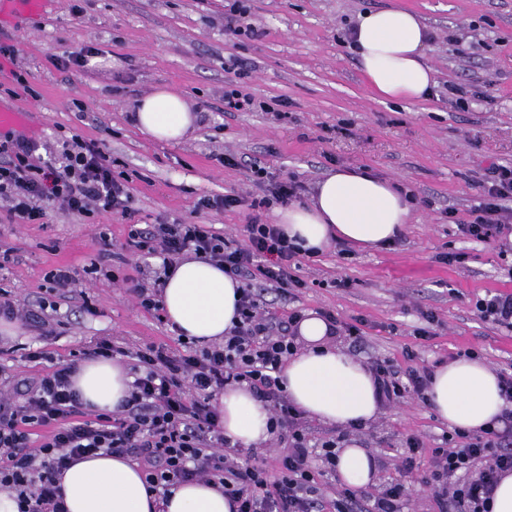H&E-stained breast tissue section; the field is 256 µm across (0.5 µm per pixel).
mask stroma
Instances as JSON below:
<instances>
[{"instance_id": "obj_1", "label": "stroma", "mask_w": 512, "mask_h": 512, "mask_svg": "<svg viewBox=\"0 0 512 512\" xmlns=\"http://www.w3.org/2000/svg\"><path fill=\"white\" fill-rule=\"evenodd\" d=\"M67 0L31 16L15 6L0 25L32 94L4 98L25 110L22 132L53 141L57 128L103 144L133 187L132 215L109 211L71 215L48 202L37 224H11L0 209V242L12 247L0 267V290L40 310L47 276L69 266L76 278L68 297L42 310L46 327L24 321L23 333L0 335V370L32 376L81 354L98 340L126 351L165 345L180 351L177 334L126 292V279L153 283L159 259L126 244L129 224L179 221L203 224L241 244L248 207L200 210L202 197L260 196L252 165L269 175L296 176L307 190L329 172L365 169L411 192L415 204L398 244L360 250L337 243L298 258L304 281L297 298L267 290L263 301L284 316L292 311L333 313L360 323V342L336 344L364 364L386 360L398 370L434 367L466 355L492 370L512 367V329L481 320L477 299L512 291V256L462 239L457 222L482 201L473 183L490 164L512 165V0H251L256 38L224 32V0ZM417 14L430 39L425 61L436 85L430 97L408 104L379 101L367 89L345 32L361 14L388 7ZM92 49L86 67L61 70L57 59ZM250 76L243 92L286 115L228 112L224 88ZM492 83V99L481 90ZM463 88L460 107L449 87ZM168 88L187 96L199 122L189 138L163 142L133 121L136 102ZM238 163L228 166L225 155ZM112 239L101 253L100 233ZM464 254L448 265L441 254ZM99 273H92V266ZM433 312L427 325L423 312ZM428 335H420V328ZM449 427L414 398L382 408L353 437L375 458L376 483L402 479L398 464L407 438L423 450L414 473L429 467L427 451Z\"/></svg>"}]
</instances>
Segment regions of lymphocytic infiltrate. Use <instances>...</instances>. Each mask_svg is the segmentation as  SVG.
Masks as SVG:
<instances>
[{"label": "lymphocytic infiltrate", "mask_w": 512, "mask_h": 512, "mask_svg": "<svg viewBox=\"0 0 512 512\" xmlns=\"http://www.w3.org/2000/svg\"><path fill=\"white\" fill-rule=\"evenodd\" d=\"M40 148L21 134L0 138V201L10 222L38 223L47 201L85 217L99 210L129 215V180L113 170L99 142L60 134L47 155ZM479 187L483 201L458 224L460 236L512 247V211L503 207L512 202V165H490ZM244 232L247 242L237 246L202 224L130 225L128 245L160 258L163 268L191 253L241 280L239 319L220 344L136 352V377L118 412L94 414L84 407L72 386L73 361L0 387V490L15 493L20 512H67L57 475L77 457L102 452L138 460L148 488L159 495L179 482L216 481L236 500L237 512H403L418 486L431 491L439 512H489L499 475L512 472V371L505 370L498 373L507 403L500 426L462 445L432 449L429 474L418 485L345 488L323 499L318 478L335 472L342 439L314 437L279 378L299 349L301 312L282 318L261 300L265 287L283 295L303 288L290 272L300 248L277 225L255 218ZM256 277L262 288L252 286ZM372 371L384 405L400 403L409 392L425 400L428 368L403 373L377 360ZM231 383L247 384L271 411L277 476H269L263 461L240 463L224 437L213 401Z\"/></svg>", "instance_id": "lymphocytic-infiltrate-1"}]
</instances>
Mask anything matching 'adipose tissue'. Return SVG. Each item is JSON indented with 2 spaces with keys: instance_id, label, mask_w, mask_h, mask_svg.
I'll return each instance as SVG.
<instances>
[{
  "instance_id": "1",
  "label": "adipose tissue",
  "mask_w": 512,
  "mask_h": 512,
  "mask_svg": "<svg viewBox=\"0 0 512 512\" xmlns=\"http://www.w3.org/2000/svg\"><path fill=\"white\" fill-rule=\"evenodd\" d=\"M428 30L404 8L361 15L356 48L367 88L383 101L415 103L427 98L434 74L424 61ZM198 117L181 94L160 89L136 106L135 122L149 138L177 142ZM276 222L302 250L318 253L337 240L366 249L402 234L412 217L408 192L364 169L338 170L321 179L309 202L277 209ZM241 283L209 261L185 256L162 279L161 303L173 331L199 343L223 342L237 319ZM302 349L286 362L282 377L289 399L328 424H366L381 410L372 373L330 340L327 322L314 312L298 325ZM132 377L119 362L93 359L73 378L85 406L116 410L127 399ZM426 396L450 428L478 433L493 426L505 402L496 374L480 358H458L432 374ZM224 436L257 446L270 437V412L243 386L225 387L217 401ZM336 472L342 484L359 489L373 483V456L357 442L339 449ZM68 512H235L223 489L203 480L171 487L167 497L147 490L142 470L129 460L96 455L59 476Z\"/></svg>"
}]
</instances>
